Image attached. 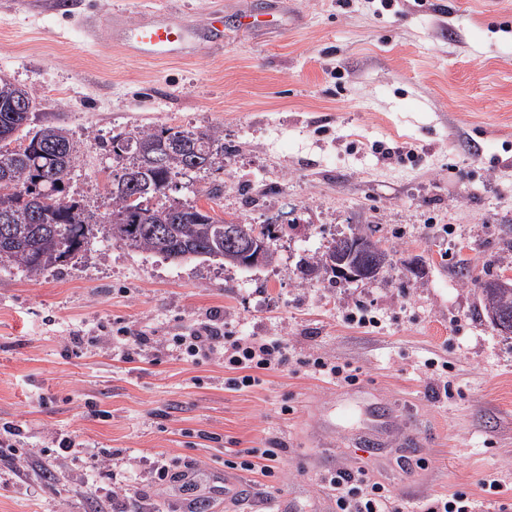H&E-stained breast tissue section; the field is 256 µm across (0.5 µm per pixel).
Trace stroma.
I'll return each instance as SVG.
<instances>
[{"mask_svg": "<svg viewBox=\"0 0 512 512\" xmlns=\"http://www.w3.org/2000/svg\"><path fill=\"white\" fill-rule=\"evenodd\" d=\"M212 2L0 0V78L32 93L36 126L77 145L70 196L111 211L117 133L218 128L223 169L177 177L170 199L283 226L276 262L253 269L99 236L40 277L0 270V425L20 426L44 461L20 475L0 464V512H124L116 483L148 489L145 512H179L178 486L147 484L156 459L190 466L201 512H336L325 478L339 468L364 469L403 512L458 491L474 512H512V335L475 285L512 279V0H294L297 25L165 61L131 57L105 23L167 7L198 25ZM367 227L389 251L377 279H299L301 258ZM363 310L377 325L347 321ZM214 318L349 365L358 381L293 364L226 389L222 364L164 349ZM119 321L160 352L128 362L102 350L96 336ZM72 333L81 354L64 350ZM362 404L395 408L387 448L421 432L408 470L357 447ZM63 435L87 456L54 461ZM101 448L115 453L108 476L90 459ZM247 448L277 449L272 476L236 468Z\"/></svg>", "mask_w": 512, "mask_h": 512, "instance_id": "35a3bbf8", "label": "stroma"}]
</instances>
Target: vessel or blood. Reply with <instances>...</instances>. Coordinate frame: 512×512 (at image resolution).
Masks as SVG:
<instances>
[{
    "label": "vessel or blood",
    "mask_w": 512,
    "mask_h": 512,
    "mask_svg": "<svg viewBox=\"0 0 512 512\" xmlns=\"http://www.w3.org/2000/svg\"><path fill=\"white\" fill-rule=\"evenodd\" d=\"M277 8L258 13L246 7L236 12L239 29L261 31L269 28V20L277 16ZM223 8L212 9L201 27L195 28L176 22L164 9L143 13L140 20L116 29L117 41L132 55L142 59L163 60L178 57L187 49L205 47L219 50L224 46Z\"/></svg>",
    "instance_id": "obj_1"
}]
</instances>
